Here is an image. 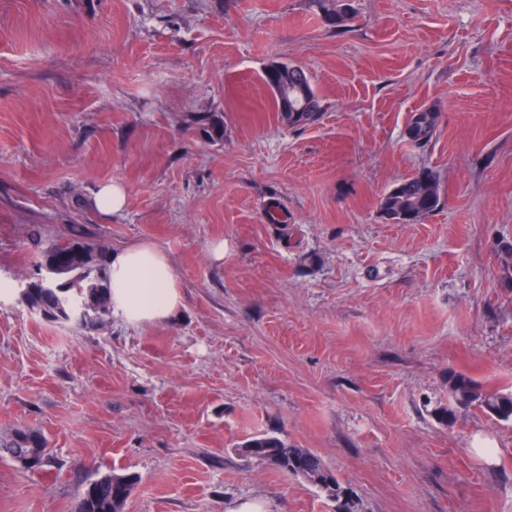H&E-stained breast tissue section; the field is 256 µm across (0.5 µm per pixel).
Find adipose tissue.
Segmentation results:
<instances>
[{
	"mask_svg": "<svg viewBox=\"0 0 512 512\" xmlns=\"http://www.w3.org/2000/svg\"><path fill=\"white\" fill-rule=\"evenodd\" d=\"M112 315L128 324L164 321L183 305L169 257L142 242L110 256Z\"/></svg>",
	"mask_w": 512,
	"mask_h": 512,
	"instance_id": "adipose-tissue-1",
	"label": "adipose tissue"
}]
</instances>
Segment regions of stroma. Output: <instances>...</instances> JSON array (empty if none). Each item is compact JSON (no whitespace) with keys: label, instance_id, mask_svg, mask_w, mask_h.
<instances>
[{"label":"stroma","instance_id":"obj_1","mask_svg":"<svg viewBox=\"0 0 512 512\" xmlns=\"http://www.w3.org/2000/svg\"><path fill=\"white\" fill-rule=\"evenodd\" d=\"M349 2L339 25L336 0H0V438L51 456H0V512H78L112 472L139 477L124 512H341L242 455L257 434L320 455L355 512H512V424L435 414L449 369L512 387V0ZM275 63L317 121L282 119ZM424 169L442 206L386 221ZM106 182L120 213L89 204ZM78 233L155 244L183 307L31 316L43 250ZM299 71L295 81L290 77ZM265 82L274 96V103L289 125L313 122L319 112V96L305 71L288 64H275L265 71ZM299 80V84L296 80ZM436 116L431 111L417 112L413 115L408 128V135L412 142L420 144L430 139L434 133ZM0 448H20L18 457L33 458L43 462V465L49 463V454L47 452V440L38 430L31 428L16 429L9 440L0 441Z\"/></svg>","mask_w":512,"mask_h":512}]
</instances>
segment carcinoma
I'll list each match as a JSON object with an SVG mask.
<instances>
[{"label": "carcinoma", "instance_id": "carcinoma-1", "mask_svg": "<svg viewBox=\"0 0 512 512\" xmlns=\"http://www.w3.org/2000/svg\"><path fill=\"white\" fill-rule=\"evenodd\" d=\"M265 82L274 96L277 111L288 124L304 125L316 119L319 96L302 68L275 64L265 71ZM436 116L431 111L417 112L408 128L412 142L420 144L434 133ZM443 204L441 189L429 171L397 183L380 201L385 218L393 224H412L437 211ZM499 278L512 291V242L499 244ZM109 252L93 246L76 235L43 252L42 264L52 271L57 287L45 291L36 288L24 296L28 306H46L64 316L88 299L97 305L86 308L84 325H95L112 314V300L107 285ZM472 407L481 408L500 423H512V390H489L468 374L448 369V406L436 409L439 420L454 423L458 415ZM0 448H18L20 455L49 463L47 440L38 430L18 428ZM240 452L283 472L337 499L345 488L317 453L299 448L272 435L261 434L244 442ZM137 483L132 474L107 473L91 481L83 490L78 512H122Z\"/></svg>", "mask_w": 512, "mask_h": 512}]
</instances>
